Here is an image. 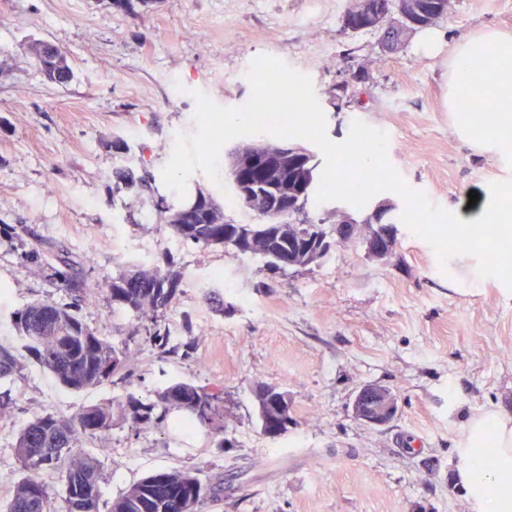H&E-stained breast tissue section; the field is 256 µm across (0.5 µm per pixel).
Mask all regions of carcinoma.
I'll list each match as a JSON object with an SVG mask.
<instances>
[{
  "label": "carcinoma",
  "mask_w": 512,
  "mask_h": 512,
  "mask_svg": "<svg viewBox=\"0 0 512 512\" xmlns=\"http://www.w3.org/2000/svg\"><path fill=\"white\" fill-rule=\"evenodd\" d=\"M364 15L383 20L375 28L390 49L398 48L408 32L394 31L390 15L394 0H363ZM417 14L423 23L440 18V0H418ZM38 60L48 80L64 84L71 77L67 60L47 44L37 49ZM304 160L309 177L294 196L299 214L315 199L321 171L315 156L306 147L286 141ZM173 234L183 241L205 246L224 245V235L252 238L266 265L280 269L289 259L298 257L309 239L323 236L321 225L307 218L283 235H278L280 218L270 212L261 224H229L224 206L211 196L198 192L194 202L175 209L166 220ZM182 275L162 273L138 266L121 273L107 283L112 306L137 316L157 315L169 307L181 291ZM13 325L22 347L63 386L73 390L96 387L129 365L125 351L115 348L97 335L78 315L77 307L51 301H37L13 313ZM21 370L13 348L0 345V379ZM222 392L209 391L187 382H177L157 393L156 401L144 404L131 399L127 410L134 423L163 421L171 413L190 417L188 424L201 425L217 434L224 431L218 421V403ZM112 427V406L94 405L69 415L46 413L34 417L19 432L14 454L22 477L0 512H99L100 465L96 458L77 456L74 449L87 438H94ZM55 474L62 481L64 496L57 505L53 490L44 476ZM220 492L215 483H207L196 474L181 471H155L133 484L112 502L110 512H183L184 505L195 501L200 512L204 500Z\"/></svg>",
  "instance_id": "cac0c4a2"
}]
</instances>
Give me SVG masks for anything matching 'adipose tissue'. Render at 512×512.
I'll return each instance as SVG.
<instances>
[{
    "label": "adipose tissue",
    "instance_id": "ef3b65f1",
    "mask_svg": "<svg viewBox=\"0 0 512 512\" xmlns=\"http://www.w3.org/2000/svg\"><path fill=\"white\" fill-rule=\"evenodd\" d=\"M483 51L489 80L476 79L469 62L476 51ZM483 94L486 106L498 120L494 137L512 142V33L486 29L461 39L448 58V101ZM495 430L494 464L485 461L481 435ZM468 448L459 477L476 512H512V418L488 413L470 418Z\"/></svg>",
    "mask_w": 512,
    "mask_h": 512
}]
</instances>
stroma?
I'll return each mask as SVG.
<instances>
[{"mask_svg": "<svg viewBox=\"0 0 512 512\" xmlns=\"http://www.w3.org/2000/svg\"><path fill=\"white\" fill-rule=\"evenodd\" d=\"M351 0H0V344L17 346L12 315L36 301L67 303L62 259L75 280L105 283L132 267L174 265L182 290L157 319L113 307L107 293L79 315L133 359L128 377L82 391L63 387L29 356L1 381L12 409L0 419V502L22 473L13 453L33 417L111 405L112 427L82 450L100 464L102 504L149 472L223 482L201 512H472L459 486L471 417H512V289L476 274L474 257L440 265L432 247L400 227L387 261L352 247L305 268L176 238L173 209L203 191L235 224L257 214L227 200L203 173L185 197L162 168L177 134L195 129L193 85L216 104L243 105L258 56L311 78L328 137L352 121L387 132V158L406 184L448 211L469 192L512 201V146L476 136V120L448 110V53L487 28L512 31V0H451L447 15L395 52L374 31L347 32ZM55 46L71 68L45 77L35 46ZM150 172L151 187L114 171ZM158 328L159 350L147 339ZM224 391L223 434L185 431L178 415L134 423L143 402L176 382ZM383 385L397 416L369 426L355 391ZM287 389L292 424L263 433L254 391Z\"/></svg>", "mask_w": 512, "mask_h": 512, "instance_id": "35a3bbf8", "label": "stroma"}]
</instances>
